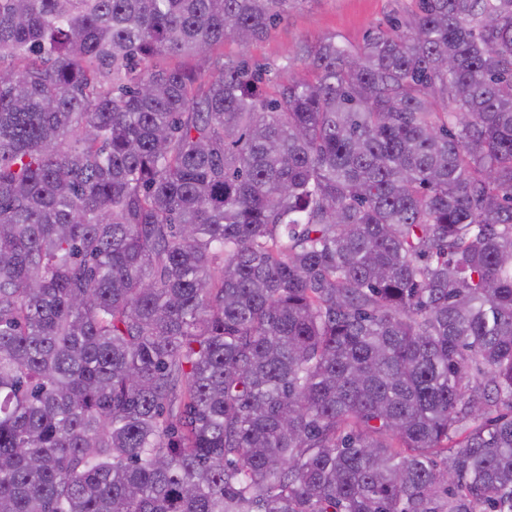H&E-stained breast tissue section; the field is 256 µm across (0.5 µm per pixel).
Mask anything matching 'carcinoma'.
<instances>
[{
    "label": "carcinoma",
    "mask_w": 512,
    "mask_h": 512,
    "mask_svg": "<svg viewBox=\"0 0 512 512\" xmlns=\"http://www.w3.org/2000/svg\"><path fill=\"white\" fill-rule=\"evenodd\" d=\"M288 2L0 0V512H512V0ZM415 9L413 0H304L288 4L283 18L259 41L242 46L224 41L225 58H245L251 64L269 66L271 77L285 75L288 66L300 65V50L325 35L359 50L366 36L377 28H386L394 18L402 19Z\"/></svg>",
    "instance_id": "obj_1"
}]
</instances>
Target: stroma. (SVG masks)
<instances>
[{
  "label": "stroma",
  "instance_id": "obj_1",
  "mask_svg": "<svg viewBox=\"0 0 512 512\" xmlns=\"http://www.w3.org/2000/svg\"><path fill=\"white\" fill-rule=\"evenodd\" d=\"M414 8V0H291L286 14L261 40L247 46L228 40L223 52L225 57L244 58L271 67L273 75H284L299 67L301 49L321 37L336 36L357 50L373 30L387 27Z\"/></svg>",
  "mask_w": 512,
  "mask_h": 512
}]
</instances>
